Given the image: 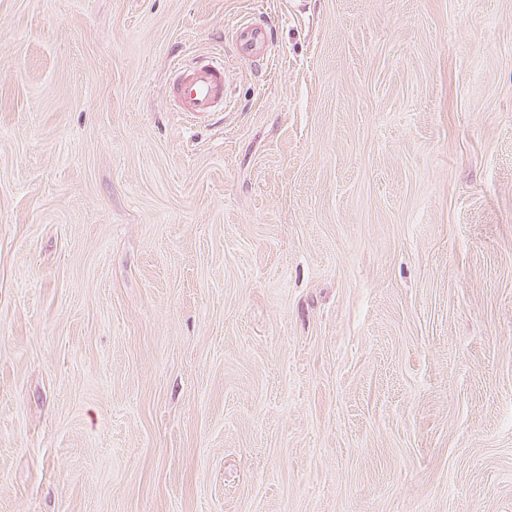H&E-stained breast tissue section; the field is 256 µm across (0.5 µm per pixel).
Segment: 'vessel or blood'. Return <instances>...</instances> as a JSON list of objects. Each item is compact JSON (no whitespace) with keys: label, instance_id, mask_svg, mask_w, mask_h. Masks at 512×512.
I'll use <instances>...</instances> for the list:
<instances>
[{"label":"vessel or blood","instance_id":"obj_1","mask_svg":"<svg viewBox=\"0 0 512 512\" xmlns=\"http://www.w3.org/2000/svg\"><path fill=\"white\" fill-rule=\"evenodd\" d=\"M231 38L236 60L245 64L269 58L274 45L273 29L265 20L236 24ZM171 91L177 111L196 116L223 110L226 103L223 61L175 66Z\"/></svg>","mask_w":512,"mask_h":512}]
</instances>
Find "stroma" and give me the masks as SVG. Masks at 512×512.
<instances>
[{
	"mask_svg": "<svg viewBox=\"0 0 512 512\" xmlns=\"http://www.w3.org/2000/svg\"><path fill=\"white\" fill-rule=\"evenodd\" d=\"M0 512H512V0H0ZM235 58L240 63L264 61L271 56L274 45L273 29L268 21L248 20L232 29ZM171 86L177 112L190 115L224 110L226 104L224 62L217 59L189 66H174Z\"/></svg>",
	"mask_w": 512,
	"mask_h": 512,
	"instance_id": "obj_1",
	"label": "stroma"
}]
</instances>
